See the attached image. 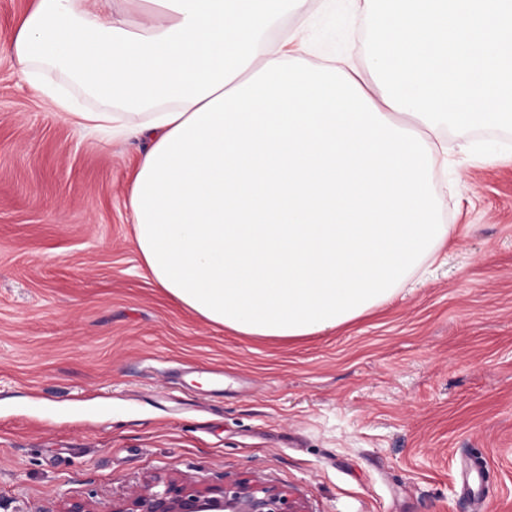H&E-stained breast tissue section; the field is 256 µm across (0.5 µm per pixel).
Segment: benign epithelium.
<instances>
[{
  "label": "benign epithelium",
  "instance_id": "benign-epithelium-1",
  "mask_svg": "<svg viewBox=\"0 0 512 512\" xmlns=\"http://www.w3.org/2000/svg\"><path fill=\"white\" fill-rule=\"evenodd\" d=\"M63 512H304L288 492L264 481L254 470L226 475L222 483L197 486L190 478L154 475L131 487L107 507L82 500L66 503Z\"/></svg>",
  "mask_w": 512,
  "mask_h": 512
}]
</instances>
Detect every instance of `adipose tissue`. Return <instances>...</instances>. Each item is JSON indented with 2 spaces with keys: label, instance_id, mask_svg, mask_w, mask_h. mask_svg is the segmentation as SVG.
Wrapping results in <instances>:
<instances>
[{
  "label": "adipose tissue",
  "instance_id": "obj_1",
  "mask_svg": "<svg viewBox=\"0 0 512 512\" xmlns=\"http://www.w3.org/2000/svg\"><path fill=\"white\" fill-rule=\"evenodd\" d=\"M126 2L139 21L112 0H33L6 37L16 73L83 131L147 141L127 193L144 266L245 336L389 303L459 233L446 131L512 127V0H364V73L271 41L300 0Z\"/></svg>",
  "mask_w": 512,
  "mask_h": 512
}]
</instances>
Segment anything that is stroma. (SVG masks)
Instances as JSON below:
<instances>
[{
    "instance_id": "obj_1",
    "label": "stroma",
    "mask_w": 512,
    "mask_h": 512,
    "mask_svg": "<svg viewBox=\"0 0 512 512\" xmlns=\"http://www.w3.org/2000/svg\"><path fill=\"white\" fill-rule=\"evenodd\" d=\"M367 25L358 0H305L271 36L360 68ZM142 150L79 133L0 42V512L255 469L305 512H512V129L448 133L445 264L293 341L156 286L126 205Z\"/></svg>"
}]
</instances>
